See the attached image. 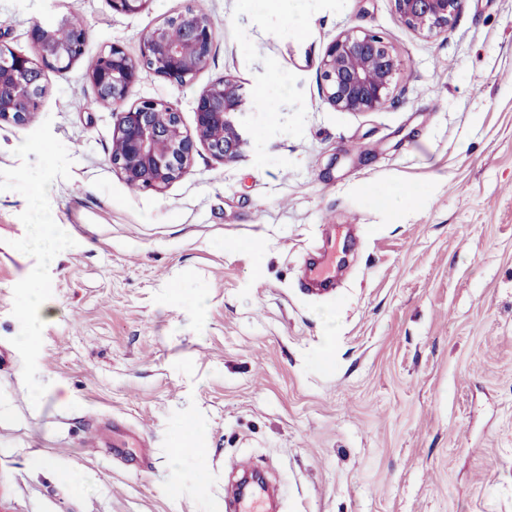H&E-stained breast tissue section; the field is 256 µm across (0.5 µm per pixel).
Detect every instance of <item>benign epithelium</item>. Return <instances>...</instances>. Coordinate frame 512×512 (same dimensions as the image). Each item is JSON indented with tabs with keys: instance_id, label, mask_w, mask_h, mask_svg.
Listing matches in <instances>:
<instances>
[{
	"instance_id": "7a95c632",
	"label": "benign epithelium",
	"mask_w": 512,
	"mask_h": 512,
	"mask_svg": "<svg viewBox=\"0 0 512 512\" xmlns=\"http://www.w3.org/2000/svg\"><path fill=\"white\" fill-rule=\"evenodd\" d=\"M112 10L132 13L149 0H109ZM396 16L418 33H439L460 12L465 0H391ZM214 29L204 15L186 10L167 19L144 38L140 59L113 45L99 54L87 77L100 100L112 104V166L127 182L143 190L161 191L183 177L197 145L215 159L239 157L242 138L231 120L241 111L243 87L232 76L204 87L194 100L195 130L183 129L172 105L142 99L126 106L130 88L151 73L185 84L202 69L212 51ZM88 32L67 19L55 27L37 25L31 32L35 57L0 46V122L23 123L37 110L48 73L71 67L84 54ZM399 60L392 45L371 31H347L326 47L320 78L327 102L344 112L382 110L390 100Z\"/></svg>"
}]
</instances>
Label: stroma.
<instances>
[{"mask_svg": "<svg viewBox=\"0 0 512 512\" xmlns=\"http://www.w3.org/2000/svg\"><path fill=\"white\" fill-rule=\"evenodd\" d=\"M189 8L214 26L207 65L127 101L191 130L196 94L234 76L247 143L134 191L87 72ZM68 15L83 57L27 123L0 122V512H224L245 459L278 512H512V0H465L431 37L391 0H0V44L32 54L29 30ZM348 30L396 50L382 111L325 100ZM33 224L64 238L55 264ZM337 224L358 227L350 266L309 293ZM96 423L132 447L88 453Z\"/></svg>", "mask_w": 512, "mask_h": 512, "instance_id": "35a3bbf8", "label": "stroma"}]
</instances>
